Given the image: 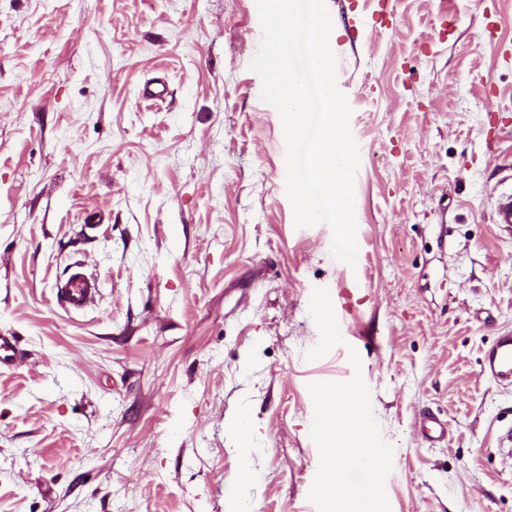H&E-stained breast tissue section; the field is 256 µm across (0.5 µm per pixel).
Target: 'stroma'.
Here are the masks:
<instances>
[{
  "label": "stroma",
  "instance_id": "35a3bbf8",
  "mask_svg": "<svg viewBox=\"0 0 512 512\" xmlns=\"http://www.w3.org/2000/svg\"><path fill=\"white\" fill-rule=\"evenodd\" d=\"M326 3L353 266L295 225L252 0H0V512H301L311 389L354 378L382 512H512V390L481 373L512 331V0H394L388 27ZM78 267L98 292L70 313ZM422 440L431 448L440 447L448 439V424L431 413H425L419 421Z\"/></svg>",
  "mask_w": 512,
  "mask_h": 512
}]
</instances>
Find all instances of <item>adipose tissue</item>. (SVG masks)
<instances>
[{"mask_svg": "<svg viewBox=\"0 0 512 512\" xmlns=\"http://www.w3.org/2000/svg\"><path fill=\"white\" fill-rule=\"evenodd\" d=\"M358 387L352 380L340 387L320 384L312 391L323 443V512L378 509L379 477L388 467L389 451L374 443L372 428L357 405Z\"/></svg>", "mask_w": 512, "mask_h": 512, "instance_id": "ef3b65f1", "label": "adipose tissue"}]
</instances>
